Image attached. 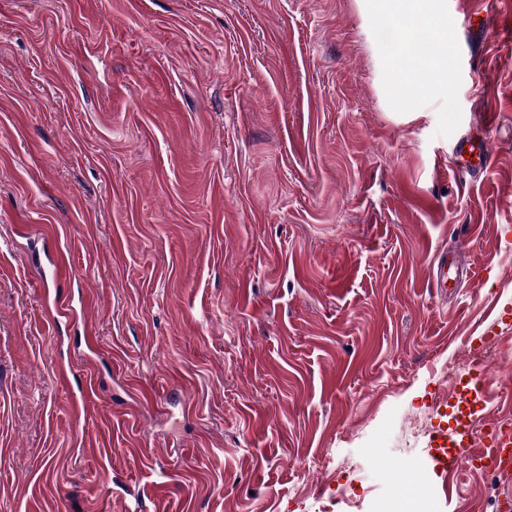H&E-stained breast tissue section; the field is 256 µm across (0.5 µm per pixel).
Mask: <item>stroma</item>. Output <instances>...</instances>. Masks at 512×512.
Instances as JSON below:
<instances>
[{
	"label": "stroma",
	"mask_w": 512,
	"mask_h": 512,
	"mask_svg": "<svg viewBox=\"0 0 512 512\" xmlns=\"http://www.w3.org/2000/svg\"><path fill=\"white\" fill-rule=\"evenodd\" d=\"M487 2L467 29L446 0L448 72L418 78L372 0H0V512H398L418 483L500 512L494 475L451 500L437 468L458 412L512 423V349L444 370L512 340ZM457 152L467 163L468 172H483L491 164L492 153L488 140L464 139L457 145ZM467 152V156H464Z\"/></svg>",
	"instance_id": "35a3bbf8"
}]
</instances>
